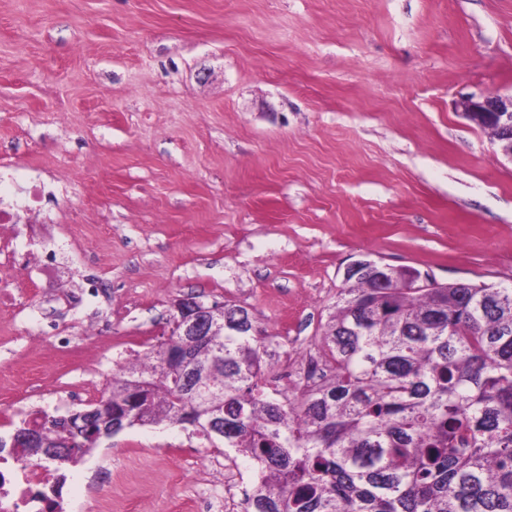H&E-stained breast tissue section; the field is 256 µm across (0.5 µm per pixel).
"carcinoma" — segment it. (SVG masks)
<instances>
[{
    "label": "carcinoma",
    "mask_w": 512,
    "mask_h": 512,
    "mask_svg": "<svg viewBox=\"0 0 512 512\" xmlns=\"http://www.w3.org/2000/svg\"><path fill=\"white\" fill-rule=\"evenodd\" d=\"M410 268L344 277L320 337L331 365L299 393L271 397L261 382L267 345L251 325L211 346L177 330L146 354L150 400L132 406L125 378L88 406L108 421L192 428L206 441L208 408L224 409V447L261 472L244 512H512V285L439 283ZM187 351L212 396L160 366ZM58 418L37 412L16 432L14 459L39 464ZM39 432L31 446L19 433ZM91 448L79 433L60 470Z\"/></svg>",
    "instance_id": "carcinoma-1"
}]
</instances>
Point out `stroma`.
I'll list each match as a JSON object with an SVG mask.
<instances>
[{"mask_svg": "<svg viewBox=\"0 0 512 512\" xmlns=\"http://www.w3.org/2000/svg\"><path fill=\"white\" fill-rule=\"evenodd\" d=\"M512 93V0H0V184L41 182L0 281V435L105 397L163 342L174 304L245 308L268 372L317 355L346 267L512 282V159L464 116ZM96 273L111 296L78 302ZM74 345L35 346L48 321ZM43 396H30L32 384ZM205 439L136 426L64 471V512H170L185 473L223 484Z\"/></svg>", "mask_w": 512, "mask_h": 512, "instance_id": "stroma-1", "label": "stroma"}]
</instances>
